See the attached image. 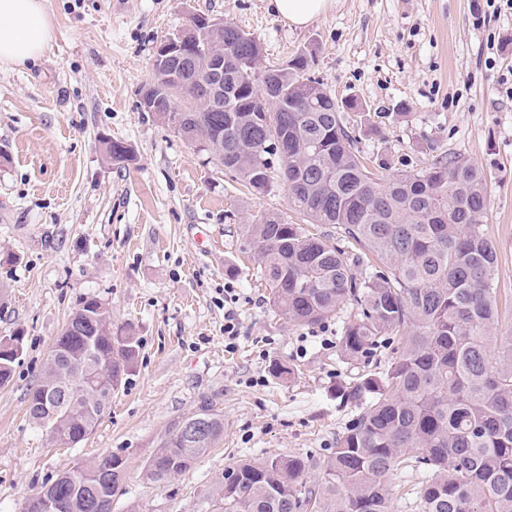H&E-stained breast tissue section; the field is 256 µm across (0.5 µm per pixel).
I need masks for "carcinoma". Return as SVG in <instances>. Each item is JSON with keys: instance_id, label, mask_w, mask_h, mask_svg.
Listing matches in <instances>:
<instances>
[{"instance_id": "carcinoma-1", "label": "carcinoma", "mask_w": 512, "mask_h": 512, "mask_svg": "<svg viewBox=\"0 0 512 512\" xmlns=\"http://www.w3.org/2000/svg\"><path fill=\"white\" fill-rule=\"evenodd\" d=\"M224 46L220 108L171 115L170 127L216 164L239 175L259 194L276 184L290 208L311 224H331L336 236H313L301 224L269 213L249 224L253 251L270 302L298 326L355 310L343 323L340 351L348 362L369 361L389 345L393 356L367 372L347 399L357 412L328 457L287 456L240 460L213 484L211 512H394L390 473L410 460L424 473L419 512H512V332L499 334L498 254L484 232L488 182L484 171L448 153L387 180L385 163L371 168L342 120L341 107L323 83L310 78L312 54L288 66H268L265 90L256 85L261 44L232 22L200 32L188 52L203 67ZM177 79L159 80L166 101L181 94ZM113 165L132 160L121 141L105 142ZM93 345L97 376L120 387L140 353L132 329L112 330L96 300L68 320L28 392L32 422L59 442L76 445L102 414H89L91 394L78 396L67 414L54 412L52 378L84 360ZM208 420L209 438L189 439L176 420L142 466L158 486L186 472L224 436V417L203 402L190 420ZM30 496L23 512H112L126 460L107 455L80 462Z\"/></svg>"}]
</instances>
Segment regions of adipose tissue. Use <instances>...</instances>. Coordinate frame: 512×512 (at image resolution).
<instances>
[{"label": "adipose tissue", "mask_w": 512, "mask_h": 512, "mask_svg": "<svg viewBox=\"0 0 512 512\" xmlns=\"http://www.w3.org/2000/svg\"><path fill=\"white\" fill-rule=\"evenodd\" d=\"M51 38L44 0H0V59L37 61Z\"/></svg>", "instance_id": "ef3b65f1"}]
</instances>
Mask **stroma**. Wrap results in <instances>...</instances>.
Here are the masks:
<instances>
[{
	"label": "stroma",
	"instance_id": "35a3bbf8",
	"mask_svg": "<svg viewBox=\"0 0 512 512\" xmlns=\"http://www.w3.org/2000/svg\"><path fill=\"white\" fill-rule=\"evenodd\" d=\"M485 0H334L307 28L268 0H45L54 37L20 66L0 60V338L23 351L0 386V512L78 461L128 462L112 512H205L204 496L241 459L328 455L355 409L343 397L363 369L342 359L343 307L318 326L277 315L245 244V225L276 213L298 223L277 185L254 195L155 114L141 90L159 43L198 13L232 22L261 44L263 65L312 52L311 70L340 101L367 160L386 176L452 152L488 177L485 227L499 256L501 331L512 330V17L474 25ZM133 151L108 163L107 140ZM235 289L239 337L224 343V291ZM131 326L138 361L85 440L55 447L26 414L48 351L84 301ZM224 437L164 485L140 467L172 422L201 398Z\"/></svg>",
	"mask_w": 512,
	"mask_h": 512
}]
</instances>
